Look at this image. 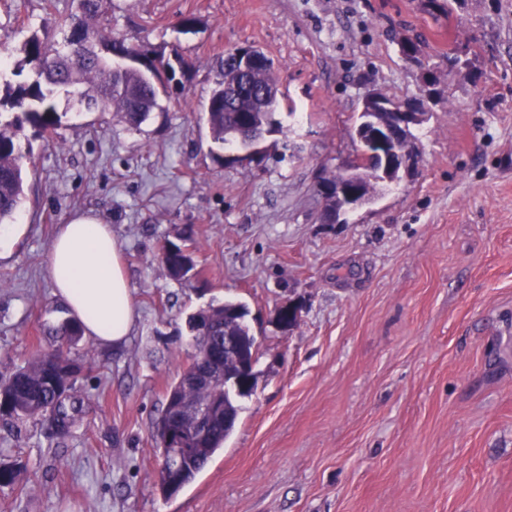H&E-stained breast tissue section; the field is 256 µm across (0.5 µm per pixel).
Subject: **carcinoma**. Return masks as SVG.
Returning a JSON list of instances; mask_svg holds the SVG:
<instances>
[{"instance_id": "carcinoma-1", "label": "carcinoma", "mask_w": 512, "mask_h": 512, "mask_svg": "<svg viewBox=\"0 0 512 512\" xmlns=\"http://www.w3.org/2000/svg\"><path fill=\"white\" fill-rule=\"evenodd\" d=\"M103 0H79L82 20L71 27L65 54H51L48 33L32 34L23 44V52L36 68L37 79L30 84L5 82L0 90V107L7 106L11 116L0 118V224H13L24 195V172L31 162L25 134L26 126L39 134H57L61 117L56 112L58 93L76 96L88 109L111 112L120 121L137 127L158 108L155 82L175 79L170 60L140 47H129L112 36H101L91 25L102 13ZM143 59V67L134 68L115 63L113 55L121 52ZM279 91V78L273 61L242 71L233 62V52L221 60L217 79L207 102L204 119L212 141L222 147L232 146L249 151L265 139V134L279 130L274 120L279 100L267 102L262 94ZM163 266L170 277L190 280L198 275L193 249L172 241ZM248 310L241 302L226 300L210 303L188 317V327L199 335L212 337L215 362L226 369H236L235 362L224 359V337L249 336L253 353H258L256 339L246 317ZM58 343L49 351L24 362L0 379V419L10 424L32 418H44L53 433L68 435L76 423L82 400L75 393V380L83 366L70 358L71 345L81 337V328L72 320L47 328ZM199 365L190 363L166 390V403L153 422L155 452L161 461L169 459L171 448L166 436L174 430L190 431L192 416L177 411L191 403L199 409L210 408L219 400L225 413L211 417L203 432L192 435L193 451L181 458L169 474L158 475V490L166 497L179 492L192 482L210 459L224 447L235 424L224 425V415L238 419L239 397L218 393L194 384ZM24 479V471L14 465H0V486H14Z\"/></svg>"}]
</instances>
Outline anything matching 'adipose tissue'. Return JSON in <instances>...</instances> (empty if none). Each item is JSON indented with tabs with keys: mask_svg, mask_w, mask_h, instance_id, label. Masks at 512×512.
Returning <instances> with one entry per match:
<instances>
[{
	"mask_svg": "<svg viewBox=\"0 0 512 512\" xmlns=\"http://www.w3.org/2000/svg\"><path fill=\"white\" fill-rule=\"evenodd\" d=\"M46 270L54 296L101 347L127 343L138 314L111 225L82 212L59 225Z\"/></svg>",
	"mask_w": 512,
	"mask_h": 512,
	"instance_id": "adipose-tissue-1",
	"label": "adipose tissue"
}]
</instances>
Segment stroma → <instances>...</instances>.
Segmentation results:
<instances>
[{"mask_svg":"<svg viewBox=\"0 0 512 512\" xmlns=\"http://www.w3.org/2000/svg\"><path fill=\"white\" fill-rule=\"evenodd\" d=\"M451 12H444V5ZM78 0H0L19 82L20 47ZM193 26L176 32L175 22ZM105 35L183 64L140 127L75 112L32 152L11 252L0 257V374L48 350L66 319L45 258L59 224L91 211L112 227L138 310L128 342L88 339L70 436L0 422V512H512V0H107ZM422 35L418 61L399 38ZM273 60L282 132L260 163H224L201 105L228 51ZM466 48L470 79L448 66ZM433 73L432 98L423 92ZM425 101L415 175L321 221L317 184L354 153L363 97ZM187 237L201 276L159 256ZM244 303L257 382L232 435L176 496L156 489L152 423L191 360L188 315ZM300 309L283 329L279 311Z\"/></svg>","mask_w":512,"mask_h":512,"instance_id":"35a3bbf8","label":"stroma"}]
</instances>
